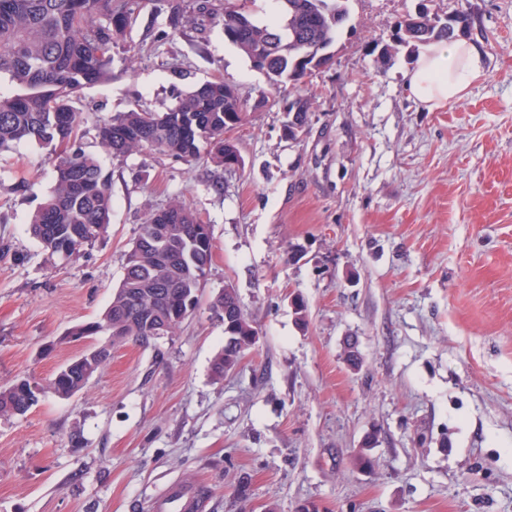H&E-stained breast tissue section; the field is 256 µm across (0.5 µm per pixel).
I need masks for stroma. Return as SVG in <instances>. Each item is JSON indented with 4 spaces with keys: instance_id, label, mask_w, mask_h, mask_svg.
<instances>
[{
    "instance_id": "1",
    "label": "stroma",
    "mask_w": 512,
    "mask_h": 512,
    "mask_svg": "<svg viewBox=\"0 0 512 512\" xmlns=\"http://www.w3.org/2000/svg\"><path fill=\"white\" fill-rule=\"evenodd\" d=\"M197 2L143 0L112 80L80 94L112 217L75 258L29 232L55 183L46 149L0 158V387L52 379L86 348L69 333L110 304L149 212L182 199L213 237L201 302L172 335L115 344L81 391L0 418V512H171L178 489L202 492V512H512V0H430L468 11L485 52L466 96L432 110L395 38L418 0H350L331 65L299 90L225 42L224 0ZM216 77L254 105L230 134L240 169L102 151L100 119L165 111ZM228 287L257 341L216 380L210 302ZM298 110L297 112H295ZM295 114V121H290L285 128V136L295 140L298 135L305 131L308 119V103L305 99L298 97L291 102L288 108V115Z\"/></svg>"
}]
</instances>
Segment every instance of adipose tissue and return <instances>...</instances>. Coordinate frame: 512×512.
Returning a JSON list of instances; mask_svg holds the SVG:
<instances>
[{"mask_svg":"<svg viewBox=\"0 0 512 512\" xmlns=\"http://www.w3.org/2000/svg\"><path fill=\"white\" fill-rule=\"evenodd\" d=\"M485 56L472 40L425 44L406 75L412 96L427 109L461 101L484 73Z\"/></svg>","mask_w":512,"mask_h":512,"instance_id":"1","label":"adipose tissue"}]
</instances>
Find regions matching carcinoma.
<instances>
[{
    "label": "carcinoma",
    "mask_w": 512,
    "mask_h": 512,
    "mask_svg": "<svg viewBox=\"0 0 512 512\" xmlns=\"http://www.w3.org/2000/svg\"><path fill=\"white\" fill-rule=\"evenodd\" d=\"M349 0H275L274 15L261 21L255 0H224V39L270 81L296 88L308 77L313 61L322 67L325 50L350 18ZM140 0H0V154L21 142H33L54 156L55 185L29 219L30 232L51 254L68 260L94 241L110 224L112 182L98 159L82 146V112L77 107L87 86L112 77V48L125 39ZM471 32V17L459 14L446 27L397 24L396 35L408 44L451 41ZM246 102L220 78L180 95L164 112L138 105L99 120L96 134L117 160L144 149L184 161L206 155L224 168L239 154L224 140L226 129L241 124ZM285 135L294 140L305 131L308 103L291 102ZM210 226L180 199L150 213L126 254L122 280L98 322L82 324L73 336L112 335L119 329L135 342L153 338L152 323L168 332L182 322L189 298L200 301L199 274L212 259ZM212 309L231 330L234 344H224L212 362L215 378H224L256 335L233 288L213 299ZM85 368L55 375L49 387L61 397L82 390ZM37 403L30 379L0 388V417L25 414Z\"/></svg>",
    "instance_id": "carcinoma-1"
}]
</instances>
